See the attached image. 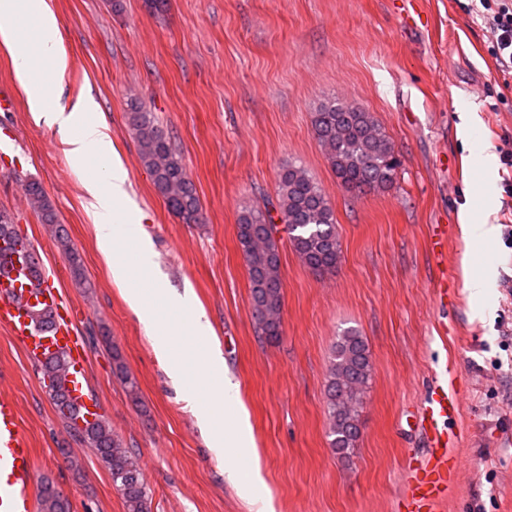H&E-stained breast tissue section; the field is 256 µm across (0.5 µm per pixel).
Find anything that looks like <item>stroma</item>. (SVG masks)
Masks as SVG:
<instances>
[{"mask_svg": "<svg viewBox=\"0 0 512 512\" xmlns=\"http://www.w3.org/2000/svg\"><path fill=\"white\" fill-rule=\"evenodd\" d=\"M58 19L67 69L65 110L94 101L129 176V205L153 245L155 274L188 291L210 322V346L239 389L257 448L266 504L241 497L208 444L196 412L199 366L176 383L109 272L83 183L56 127L28 106L25 79L0 44V86L16 106L0 111V211L47 270L56 272L73 327L90 356L91 386L113 433L136 457L150 512H401L423 439L409 417L434 382L453 387L451 428L464 470L440 512H512V84L491 53L492 34L461 0H46ZM424 21L405 28L402 10ZM139 97L168 129L194 182L201 221L184 223L154 189L128 125ZM336 96L371 112L400 168L387 190L354 195L336 181L311 116ZM473 147L458 136L463 116ZM302 166L329 198L341 260L309 270L278 229L281 337L262 338L236 228L242 213L276 202L278 174ZM38 182L81 259L74 279L51 225L25 191ZM497 225L496 239L467 244V217ZM447 225L448 249L429 248ZM489 281L482 299L464 286L463 261ZM448 283L447 299L438 286ZM368 344L372 378L349 459L329 445L326 385L338 337ZM120 354L138 383L114 372ZM0 387L14 397L34 453L37 482H52L69 512H126L91 448L56 414L38 366L0 329ZM69 448L63 457L61 448Z\"/></svg>", "mask_w": 512, "mask_h": 512, "instance_id": "obj_1", "label": "stroma"}]
</instances>
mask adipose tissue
<instances>
[{
	"mask_svg": "<svg viewBox=\"0 0 512 512\" xmlns=\"http://www.w3.org/2000/svg\"><path fill=\"white\" fill-rule=\"evenodd\" d=\"M20 15L33 21V40L22 39L5 28V21ZM0 43L12 54L21 75H40V82L35 84L29 96L30 108L48 116L50 122L66 131L64 143L71 165L80 169L90 157H97L101 173L87 179L84 190L97 224L99 247L107 259L113 281L127 286L130 307L150 326L153 348L166 359L170 376L175 381H183L188 359L173 355V336L187 331L205 339L210 335L211 326L204 313L194 311L189 294L162 287L154 277L151 247L142 242L138 221L123 209L128 196V173L112 147L106 125L90 120L82 112L67 113L55 109L53 89L65 71L66 59L57 19L48 9L46 0H0ZM133 240L139 244V256L136 262L130 263L119 247ZM153 294L162 296L170 307L191 312V319L177 326L158 320L146 302ZM210 446L225 453L224 471L241 494L255 496L253 480L243 478L238 467L239 460L255 454L247 419L238 417L234 428L211 434Z\"/></svg>",
	"mask_w": 512,
	"mask_h": 512,
	"instance_id": "adipose-tissue-1",
	"label": "adipose tissue"
}]
</instances>
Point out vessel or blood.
<instances>
[{"label": "vessel or blood", "instance_id": "obj_1", "mask_svg": "<svg viewBox=\"0 0 512 512\" xmlns=\"http://www.w3.org/2000/svg\"><path fill=\"white\" fill-rule=\"evenodd\" d=\"M52 313L51 332L38 331L31 320L33 310ZM0 328L31 361L59 352L69 357L68 387L78 412L96 418L101 406L88 392V355L70 322V309L52 275L31 277L19 254L0 255ZM458 411L455 395L447 386L434 384L421 403L419 427L426 453L413 469L405 493L407 512H439L450 489L459 480L462 462L450 443L446 429ZM33 450L21 429L14 398L0 392V512H38L34 487Z\"/></svg>", "mask_w": 512, "mask_h": 512}]
</instances>
